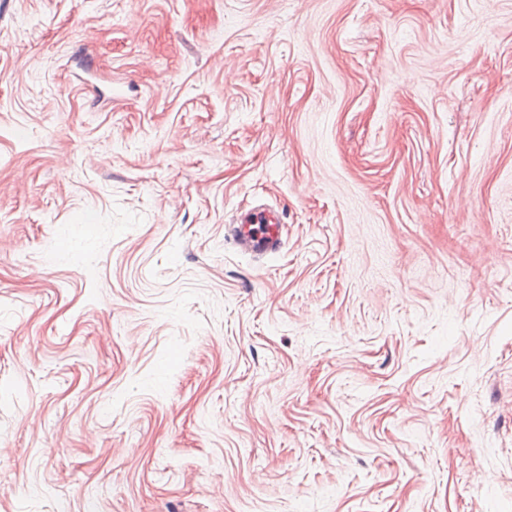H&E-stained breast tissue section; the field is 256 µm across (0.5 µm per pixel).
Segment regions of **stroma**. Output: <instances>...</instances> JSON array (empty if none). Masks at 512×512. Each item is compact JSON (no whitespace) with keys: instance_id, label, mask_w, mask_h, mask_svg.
<instances>
[{"instance_id":"obj_1","label":"stroma","mask_w":512,"mask_h":512,"mask_svg":"<svg viewBox=\"0 0 512 512\" xmlns=\"http://www.w3.org/2000/svg\"><path fill=\"white\" fill-rule=\"evenodd\" d=\"M0 512H512V0H0ZM234 228L237 243L245 249L265 254L280 249L279 216L265 208H253L241 213Z\"/></svg>"}]
</instances>
